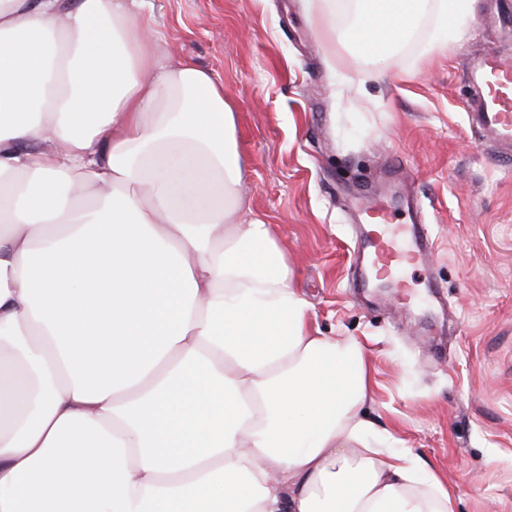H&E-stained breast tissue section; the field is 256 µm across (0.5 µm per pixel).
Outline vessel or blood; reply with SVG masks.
I'll return each mask as SVG.
<instances>
[{
	"label": "vessel or blood",
	"instance_id": "1",
	"mask_svg": "<svg viewBox=\"0 0 512 512\" xmlns=\"http://www.w3.org/2000/svg\"><path fill=\"white\" fill-rule=\"evenodd\" d=\"M467 79L471 127L512 152V54L497 49L483 52L470 65ZM400 212L407 220L398 228L394 218ZM359 220L375 227L373 234L364 238L366 256L358 267L360 277L395 271L405 262L427 258L431 253L432 244L412 198L368 200L359 212Z\"/></svg>",
	"mask_w": 512,
	"mask_h": 512
}]
</instances>
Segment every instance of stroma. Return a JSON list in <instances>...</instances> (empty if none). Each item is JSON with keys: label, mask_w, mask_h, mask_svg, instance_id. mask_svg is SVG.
<instances>
[{"label": "stroma", "mask_w": 512, "mask_h": 512, "mask_svg": "<svg viewBox=\"0 0 512 512\" xmlns=\"http://www.w3.org/2000/svg\"><path fill=\"white\" fill-rule=\"evenodd\" d=\"M496 0H473L448 47L421 28L383 68L328 55L300 0H149L154 31L224 83L251 208L276 228L313 324L371 365L370 413L419 455L455 512H512V159L467 119L470 60L499 45ZM398 167L436 245L404 288L354 283L349 208ZM442 293L434 298L427 283Z\"/></svg>", "instance_id": "1"}]
</instances>
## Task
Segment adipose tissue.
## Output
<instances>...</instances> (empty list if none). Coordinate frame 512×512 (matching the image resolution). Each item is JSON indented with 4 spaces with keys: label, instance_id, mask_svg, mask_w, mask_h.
<instances>
[{
    "label": "adipose tissue",
    "instance_id": "ef3b65f1",
    "mask_svg": "<svg viewBox=\"0 0 512 512\" xmlns=\"http://www.w3.org/2000/svg\"><path fill=\"white\" fill-rule=\"evenodd\" d=\"M371 62L470 0H304ZM147 0H0V512H454L377 429Z\"/></svg>",
    "mask_w": 512,
    "mask_h": 512
}]
</instances>
